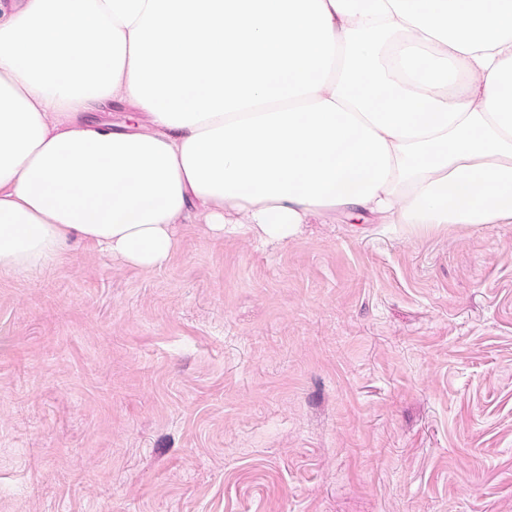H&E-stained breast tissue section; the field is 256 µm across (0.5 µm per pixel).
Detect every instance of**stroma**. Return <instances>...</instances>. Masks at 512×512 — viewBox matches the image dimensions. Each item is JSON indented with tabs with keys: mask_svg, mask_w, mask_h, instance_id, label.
Returning a JSON list of instances; mask_svg holds the SVG:
<instances>
[{
	"mask_svg": "<svg viewBox=\"0 0 512 512\" xmlns=\"http://www.w3.org/2000/svg\"><path fill=\"white\" fill-rule=\"evenodd\" d=\"M0 512H512V224L0 273Z\"/></svg>",
	"mask_w": 512,
	"mask_h": 512,
	"instance_id": "35a3bbf8",
	"label": "stroma"
}]
</instances>
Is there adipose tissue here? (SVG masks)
<instances>
[{
	"label": "adipose tissue",
	"instance_id": "obj_1",
	"mask_svg": "<svg viewBox=\"0 0 512 512\" xmlns=\"http://www.w3.org/2000/svg\"><path fill=\"white\" fill-rule=\"evenodd\" d=\"M193 209L512 224V0H0V273L151 270Z\"/></svg>",
	"mask_w": 512,
	"mask_h": 512
}]
</instances>
